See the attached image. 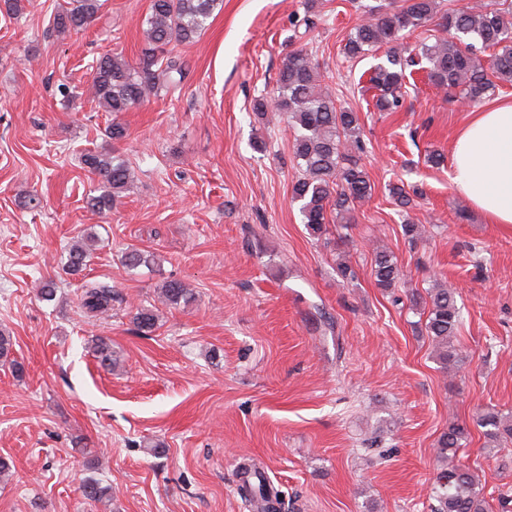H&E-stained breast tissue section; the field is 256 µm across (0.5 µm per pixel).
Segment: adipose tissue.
Here are the masks:
<instances>
[{
	"mask_svg": "<svg viewBox=\"0 0 512 512\" xmlns=\"http://www.w3.org/2000/svg\"><path fill=\"white\" fill-rule=\"evenodd\" d=\"M457 194L490 223L512 225V101L471 112L451 154Z\"/></svg>",
	"mask_w": 512,
	"mask_h": 512,
	"instance_id": "1",
	"label": "adipose tissue"
}]
</instances>
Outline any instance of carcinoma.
Returning <instances> with one entry per match:
<instances>
[{
  "instance_id": "1",
  "label": "carcinoma",
  "mask_w": 512,
  "mask_h": 512,
  "mask_svg": "<svg viewBox=\"0 0 512 512\" xmlns=\"http://www.w3.org/2000/svg\"><path fill=\"white\" fill-rule=\"evenodd\" d=\"M222 2L151 0L143 20L148 48L135 62L113 54L99 57L91 75V100L116 114L176 89L184 79V63L179 55L171 51L163 54L161 50L194 42ZM442 2L402 0L394 10L372 6L348 35L344 54L350 60L385 49L369 79L377 111H400L407 94L406 69L416 65L417 57L425 62L427 77L435 87L457 92L470 106L480 104L496 88L484 73L477 48L494 49L495 77L512 83V9L479 3L442 12ZM102 6V0H70L53 14L52 30L59 35L83 30ZM437 16L441 34L423 39L415 55H405L399 44L403 32L425 28ZM253 112L260 119L269 112H281L293 129L292 154L299 176L292 183V199L299 203L302 222L313 235L322 236L326 225L346 219L356 203L372 196L374 186L359 163L365 143L358 112L337 103L335 94L321 84L318 63L306 49L288 53L278 72L276 97L256 99ZM81 164L85 171L100 178L98 194L87 197V205L99 212L112 210L120 194L136 180L134 168L115 154L91 151L81 156ZM388 195L402 210L412 206L413 198L402 183L388 184ZM89 255L87 245H72L65 263L69 274H80ZM151 261V254L143 250L132 248L124 254L125 265L133 269L148 266ZM372 275L378 287H394L401 279L396 257L386 250L377 251ZM428 297L424 330L434 344L437 360L449 373L460 361L452 344L460 325V308L455 293L447 287L430 289ZM190 299L191 293L178 280L168 281L160 292V302L166 306L186 304ZM118 300L112 288L92 285L84 290L81 305L86 312L99 315L112 310V303ZM132 321L141 333L148 334L156 328L158 315L152 308L138 307ZM12 347V337L1 331L0 362L20 377L24 367L10 358ZM476 424L484 429L488 448L497 451L512 443V415L488 408L478 412ZM467 435V425L453 421L439 438L437 461L441 465L430 493L437 502L434 512H485L479 475L458 459ZM239 490L259 512H279L278 494L261 471L242 468ZM83 493L101 503L112 501V487L93 479L84 482Z\"/></svg>"
}]
</instances>
